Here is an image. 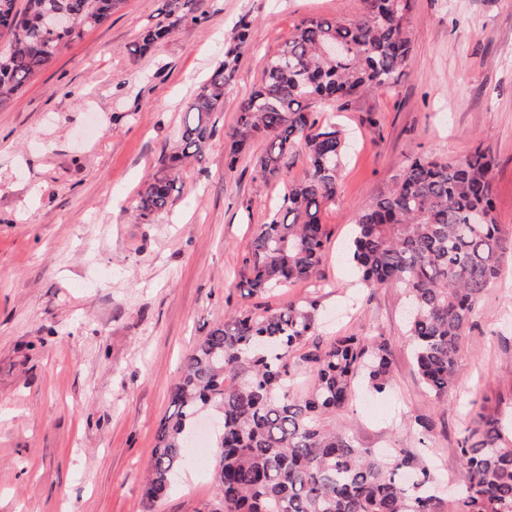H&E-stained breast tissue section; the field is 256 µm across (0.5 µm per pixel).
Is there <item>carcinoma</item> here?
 Instances as JSON below:
<instances>
[{
  "label": "carcinoma",
  "mask_w": 512,
  "mask_h": 512,
  "mask_svg": "<svg viewBox=\"0 0 512 512\" xmlns=\"http://www.w3.org/2000/svg\"><path fill=\"white\" fill-rule=\"evenodd\" d=\"M162 19L145 30V53L180 23L204 19L203 0H162ZM353 19L304 21L269 61L260 85L241 101L227 134L228 167L254 141L264 140L258 174L279 179L301 148L306 177L287 191L259 225L244 257L247 294L262 295L318 274L328 232L324 207L339 186L348 137L320 122L329 108L390 84L412 55L411 0H364ZM124 0H0V107L86 28L106 23ZM68 13L73 29L58 35L39 23ZM329 42L340 47L326 57ZM233 49L186 106L179 145L138 194L141 219L172 206L180 170L201 160L224 111L225 88L236 70ZM494 158L477 149L456 161L417 159L401 183L356 215L349 259L370 289L404 291L406 332L420 381L441 399L455 385L463 340L476 306L498 278L502 229L491 194ZM314 301L280 309H240L217 322L189 353L170 390L172 412L159 426L144 497L169 493L186 459L197 420L212 413L216 489L199 512H443L436 473L417 448L381 456L357 446L336 423V411L360 387L382 394L392 384V359L381 336L316 338ZM477 425L457 441L463 472L456 512H512V439L501 418L476 412Z\"/></svg>",
  "instance_id": "obj_1"
}]
</instances>
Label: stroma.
<instances>
[{
	"instance_id": "35a3bbf8",
	"label": "stroma",
	"mask_w": 512,
	"mask_h": 512,
	"mask_svg": "<svg viewBox=\"0 0 512 512\" xmlns=\"http://www.w3.org/2000/svg\"><path fill=\"white\" fill-rule=\"evenodd\" d=\"M161 6L125 0L0 108V512H199L216 488L208 460L186 463L155 506L143 497L185 356L225 314L311 298L319 336H380L392 354L391 388L358 391L337 422L366 448H429L452 489L472 402L512 417V0H412L410 65L336 112L357 142L322 212L330 243L318 279L265 296L248 295L243 258L307 159L297 152L286 180L268 181L254 168L261 143L227 167L226 133L296 26L357 17L364 0H206L200 24L136 53ZM244 17L251 41L204 157L183 170L169 210L139 219V191L175 150L187 102ZM478 149L496 159L502 273L440 401L415 371L401 291L360 287L346 243L360 209L415 158ZM418 415L433 417L430 436L411 425Z\"/></svg>"
}]
</instances>
